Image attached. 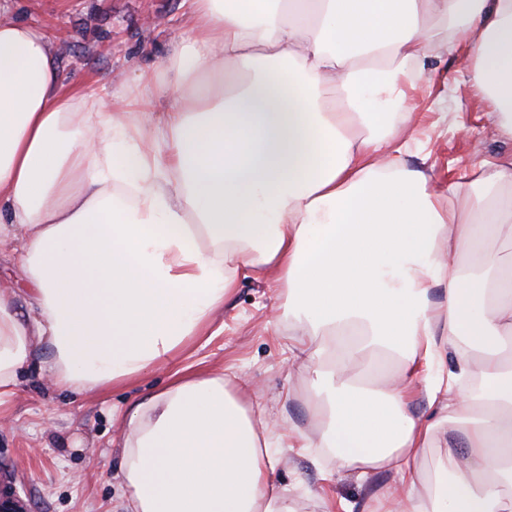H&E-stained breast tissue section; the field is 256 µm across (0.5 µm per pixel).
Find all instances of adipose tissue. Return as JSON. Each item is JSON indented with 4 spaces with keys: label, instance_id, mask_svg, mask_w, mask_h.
<instances>
[{
    "label": "adipose tissue",
    "instance_id": "ef3b65f1",
    "mask_svg": "<svg viewBox=\"0 0 512 512\" xmlns=\"http://www.w3.org/2000/svg\"><path fill=\"white\" fill-rule=\"evenodd\" d=\"M187 3L165 75L105 96L61 78L48 31L0 20V247L31 298L0 292V401L34 341L58 389L101 390L272 269L316 428L292 439L398 477L358 512H512V160L443 199L393 133L427 59L461 49L512 137V0ZM122 421L128 512H297L265 410L223 374Z\"/></svg>",
    "mask_w": 512,
    "mask_h": 512
}]
</instances>
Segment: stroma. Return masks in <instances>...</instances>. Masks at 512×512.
<instances>
[{
    "mask_svg": "<svg viewBox=\"0 0 512 512\" xmlns=\"http://www.w3.org/2000/svg\"><path fill=\"white\" fill-rule=\"evenodd\" d=\"M10 14L48 26L69 46L60 54L66 82L85 83L99 94L131 84L139 69L162 70L187 26L184 0H12ZM431 72L415 92L425 120L404 136L408 158L423 167L429 185L450 179L480 162L512 159V138L461 74L453 55L430 60ZM274 272L240 280L201 335L141 377L97 392L73 395L50 383L48 350L34 349L12 398L0 406V479L10 478L29 512H124L117 476L122 422L113 409L162 390L186 372H220L249 382L248 397L279 424L306 429V391L288 343L294 321L279 297ZM277 481L291 489L299 512H343L393 483L387 471L356 479L349 470L325 473L322 448H275Z\"/></svg>",
    "mask_w": 512,
    "mask_h": 512,
    "instance_id": "stroma-1",
    "label": "stroma"
}]
</instances>
